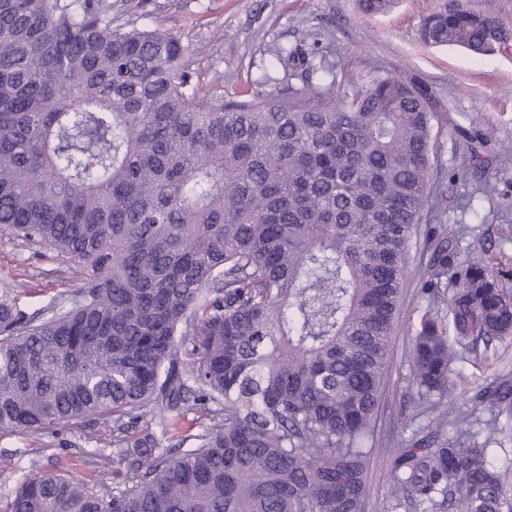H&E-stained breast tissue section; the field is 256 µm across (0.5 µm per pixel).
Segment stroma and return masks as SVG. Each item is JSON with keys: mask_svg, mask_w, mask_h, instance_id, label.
Returning a JSON list of instances; mask_svg holds the SVG:
<instances>
[{"mask_svg": "<svg viewBox=\"0 0 512 512\" xmlns=\"http://www.w3.org/2000/svg\"><path fill=\"white\" fill-rule=\"evenodd\" d=\"M455 0H392L386 13L367 15L358 0H112L116 30L159 29L188 49L191 82L204 93L241 100L314 81L333 84L337 97L353 95L378 75L393 74L425 85L433 95V171L424 224H442L460 265L475 261L512 271V38L494 52L477 55L459 46L424 44L425 16ZM301 48L318 72L286 76L277 53ZM430 250L425 236L410 245L402 315L376 422L360 438L369 456L364 512H384L392 487L383 454L418 428L457 437L467 430L487 442V460L512 478V421L489 433L487 414L475 393L493 376L512 373V339L499 354L456 349V390L447 408L423 410L412 382L411 322L427 308L445 311L418 293ZM69 264L36 244L0 233V294L10 293L31 312L69 288ZM112 427L89 418L40 436L0 433V512H9L15 489L29 475L30 461L47 469L72 470L99 492L112 487L116 468Z\"/></svg>", "mask_w": 512, "mask_h": 512, "instance_id": "obj_1", "label": "stroma"}]
</instances>
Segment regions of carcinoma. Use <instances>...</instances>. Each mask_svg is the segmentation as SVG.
Here are the masks:
<instances>
[{
    "label": "carcinoma",
    "mask_w": 512,
    "mask_h": 512,
    "mask_svg": "<svg viewBox=\"0 0 512 512\" xmlns=\"http://www.w3.org/2000/svg\"><path fill=\"white\" fill-rule=\"evenodd\" d=\"M428 45L475 11L434 12ZM167 33L112 29L108 0H0V231L75 264L49 316L0 297V432L97 416L123 470L110 493L32 472L10 512H363L371 429L434 147L432 96L396 75L352 97L308 83L224 101L190 84ZM414 323L423 404L453 393L463 348L512 338V289L457 265L428 229ZM489 430L512 383L478 396ZM192 408L190 448H162ZM148 416L160 431L140 428ZM388 509L503 512L505 474L475 441L414 432L387 450Z\"/></svg>",
    "instance_id": "obj_1"
}]
</instances>
